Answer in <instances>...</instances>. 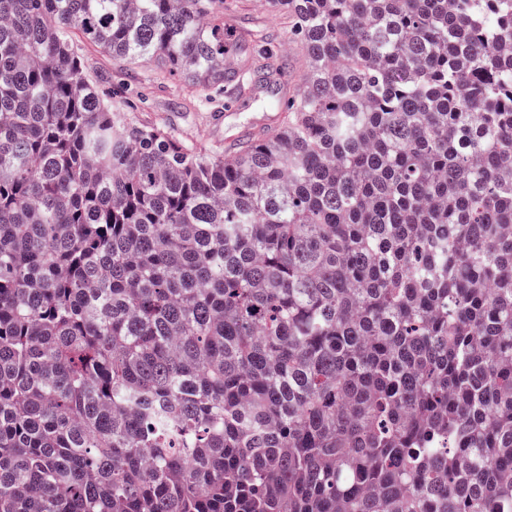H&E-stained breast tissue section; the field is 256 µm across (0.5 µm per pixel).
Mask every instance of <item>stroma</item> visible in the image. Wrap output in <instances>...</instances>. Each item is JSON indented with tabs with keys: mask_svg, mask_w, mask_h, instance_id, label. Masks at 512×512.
Listing matches in <instances>:
<instances>
[{
	"mask_svg": "<svg viewBox=\"0 0 512 512\" xmlns=\"http://www.w3.org/2000/svg\"><path fill=\"white\" fill-rule=\"evenodd\" d=\"M224 26L291 61L288 82L295 89L302 86L304 72L294 65L298 53L288 38L287 15L275 12L267 0H224ZM73 45L102 95L127 99L128 121L159 126L199 150L232 151L242 130L278 114L280 97L272 89L259 88L244 106L234 105L227 91L205 100L181 76L157 78L152 66L113 59L78 36Z\"/></svg>",
	"mask_w": 512,
	"mask_h": 512,
	"instance_id": "obj_1",
	"label": "stroma"
}]
</instances>
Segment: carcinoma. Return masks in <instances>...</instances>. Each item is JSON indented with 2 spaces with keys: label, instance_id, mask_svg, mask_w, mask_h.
Instances as JSON below:
<instances>
[{
  "label": "carcinoma",
  "instance_id": "obj_1",
  "mask_svg": "<svg viewBox=\"0 0 512 512\" xmlns=\"http://www.w3.org/2000/svg\"><path fill=\"white\" fill-rule=\"evenodd\" d=\"M306 69L210 155L224 0H0V512H512V0H270ZM73 45L102 95L127 99L128 121L159 126L198 150L232 151L242 130L278 115L281 123L286 113L278 112L281 94H275L271 86L259 88L246 106L231 103L227 85L224 92L212 93L206 101L179 75L157 79L152 66L112 59L78 35H73Z\"/></svg>",
  "mask_w": 512,
  "mask_h": 512
}]
</instances>
